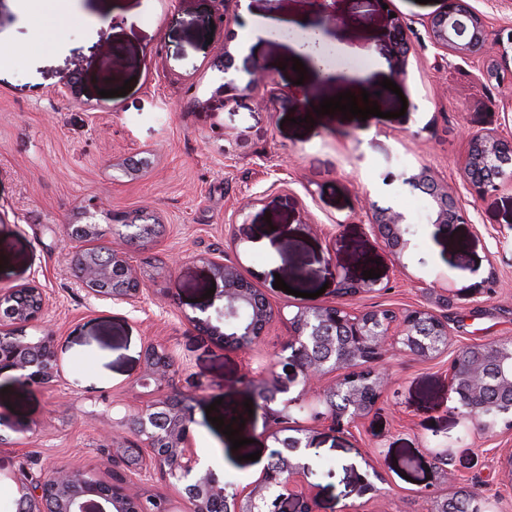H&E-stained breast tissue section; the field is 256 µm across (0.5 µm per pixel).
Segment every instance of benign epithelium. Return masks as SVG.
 Masks as SVG:
<instances>
[{
	"instance_id": "obj_1",
	"label": "benign epithelium",
	"mask_w": 512,
	"mask_h": 512,
	"mask_svg": "<svg viewBox=\"0 0 512 512\" xmlns=\"http://www.w3.org/2000/svg\"><path fill=\"white\" fill-rule=\"evenodd\" d=\"M405 28L402 20H391L388 40L400 52L407 49ZM426 32L444 58L481 56L490 41L485 16L466 6L464 0H448V6L427 21ZM496 46L495 68L485 70L484 75L490 81L499 82L508 72L512 59V31L507 38H498ZM462 169L477 195L497 191L501 181H512V140L503 139L497 132L471 137ZM409 181L428 197L431 223L448 231L455 224L467 222L448 185L438 182L428 169H421ZM92 208L97 205L84 206L79 212L85 220L81 225L84 241L96 238L98 225L91 221ZM370 223L391 254L398 255L408 247L402 214L377 206L370 212ZM84 267L80 282L97 299L134 303L145 290V274L121 253L114 251L112 261L100 263L91 253L84 260ZM209 270L212 278L223 284L224 306L252 308L249 327L224 333V344L240 352L254 350L281 311L274 309L267 297L243 276L238 263L214 260L209 263ZM19 292L32 298L30 306L4 305L5 297ZM44 308L45 297L33 284L0 290V334L10 329L16 336L8 346L0 345V373L14 372L16 380L26 386L48 387L57 374L54 334L50 331L37 337L26 334L28 327L41 320ZM287 323L288 336L281 351H291L288 360L302 375L300 393L288 397V383L272 371L247 379L263 402L268 437L277 445L272 456L285 457L287 463L277 474L266 470L260 480L231 496L226 494L224 482L200 465L192 448L189 411L171 401V393L164 391L173 367L168 351L155 346L144 356L140 384L155 385V399L133 414L112 420V446L106 452L109 461H122L129 468L153 469L165 479L183 485L180 506L174 508L166 502L161 512H206L205 504L229 499L233 501L234 512H277L281 498L275 494L278 489L294 497L301 512H313L310 490L304 483L308 465L296 455L303 448H312L310 429H303L302 437L281 436L282 424L290 419L292 408L308 410L315 421L328 419L335 427L349 429L375 409L389 386V373L383 367L386 353L397 351L429 359L447 350L450 341L445 320L424 308L410 310L396 321H387L373 311L353 312L336 303L305 306L297 308ZM311 345L327 357L305 361L304 353ZM493 368L511 412V351L505 352L488 342L475 343L462 349L448 366V390L466 399L467 412L463 416L476 423L483 433L497 426V421L485 420L496 411L484 397L485 378ZM337 371L342 372V377L327 380L329 374ZM339 386L347 388L352 407L338 413L330 408L327 399ZM9 479L16 485V502L25 505L26 512H47L48 502L53 504V512H131V504L143 498L140 486L126 481L115 485L99 478L92 469L81 472L49 469L38 477L22 471Z\"/></svg>"
}]
</instances>
